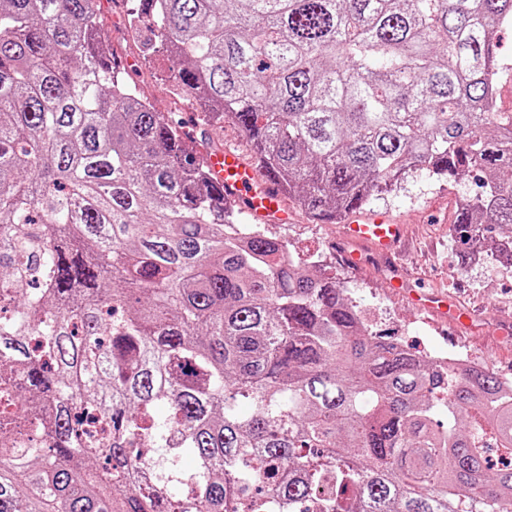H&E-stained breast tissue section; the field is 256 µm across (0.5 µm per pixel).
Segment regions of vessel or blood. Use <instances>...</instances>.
<instances>
[{
	"label": "vessel or blood",
	"mask_w": 512,
	"mask_h": 512,
	"mask_svg": "<svg viewBox=\"0 0 512 512\" xmlns=\"http://www.w3.org/2000/svg\"><path fill=\"white\" fill-rule=\"evenodd\" d=\"M207 163L217 181L223 185L226 198L240 202L255 219L274 223L287 221L288 211L269 179L240 155L221 148L209 153ZM345 233L349 239L370 244L378 253L389 256L402 239L404 227L391 223L385 217L374 216L361 222L349 221ZM416 300L436 315L451 320L460 317L445 295L422 291Z\"/></svg>",
	"instance_id": "obj_1"
}]
</instances>
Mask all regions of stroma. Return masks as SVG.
Here are the masks:
<instances>
[{"label": "stroma", "mask_w": 512, "mask_h": 512, "mask_svg": "<svg viewBox=\"0 0 512 512\" xmlns=\"http://www.w3.org/2000/svg\"><path fill=\"white\" fill-rule=\"evenodd\" d=\"M133 0H102L101 27L106 43L120 59L126 77L155 111L194 117L196 105L175 95L169 64L161 50L146 49L147 27H130ZM472 178L460 175L439 181L426 171L409 174L391 194L371 199L357 218L386 213L407 227L398 257L385 258L371 248L347 242L342 224L314 221L295 200H287L288 223L268 226L269 235L288 244L295 257L317 262L335 276L348 296L371 314L374 329L402 344L423 350L439 347L475 355L505 378H512V269L486 259L461 264L451 238L453 207L474 194ZM356 252L359 265L344 260ZM402 275L407 288L394 292L387 283ZM411 288L437 290L473 313L469 328H454L435 316L418 312L408 299Z\"/></svg>", "instance_id": "35a3bbf8"}]
</instances>
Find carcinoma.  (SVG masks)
Masks as SVG:
<instances>
[{
	"label": "carcinoma",
	"instance_id": "carcinoma-1",
	"mask_svg": "<svg viewBox=\"0 0 512 512\" xmlns=\"http://www.w3.org/2000/svg\"><path fill=\"white\" fill-rule=\"evenodd\" d=\"M100 0H0V512H512V382L362 322L237 232L196 134L120 72ZM203 124L336 223L474 175L462 263L512 267V0H139ZM467 430H457L459 422ZM268 466L263 477L251 461ZM193 472L178 468L181 457ZM498 49L499 72L497 75V104L495 112L512 113V26L501 31Z\"/></svg>",
	"mask_w": 512,
	"mask_h": 512
}]
</instances>
